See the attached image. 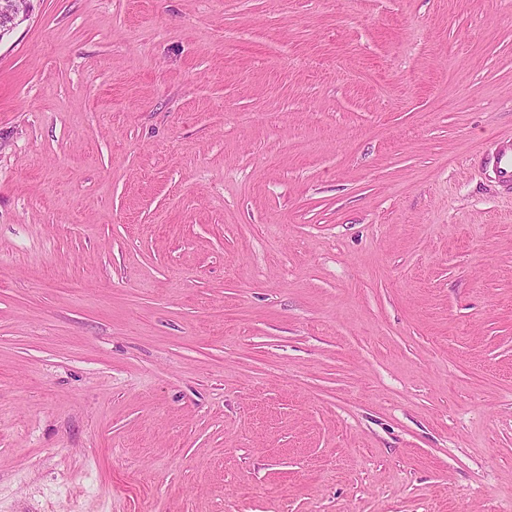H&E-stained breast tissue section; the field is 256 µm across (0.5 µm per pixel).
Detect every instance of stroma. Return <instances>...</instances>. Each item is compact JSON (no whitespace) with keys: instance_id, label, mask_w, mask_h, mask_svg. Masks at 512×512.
<instances>
[{"instance_id":"35a3bbf8","label":"stroma","mask_w":512,"mask_h":512,"mask_svg":"<svg viewBox=\"0 0 512 512\" xmlns=\"http://www.w3.org/2000/svg\"><path fill=\"white\" fill-rule=\"evenodd\" d=\"M32 4L0 512H512V0ZM499 185L512 191V138L499 139L488 159Z\"/></svg>"}]
</instances>
